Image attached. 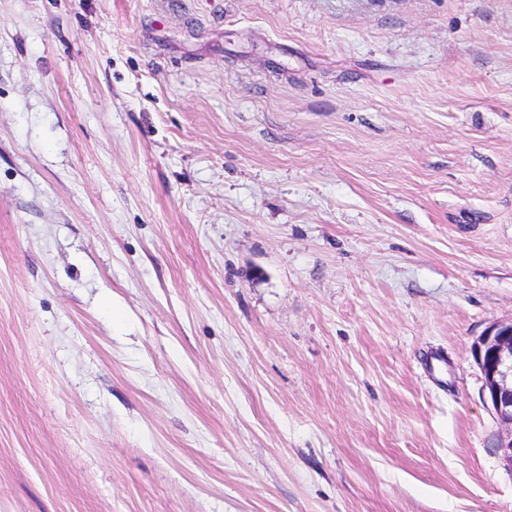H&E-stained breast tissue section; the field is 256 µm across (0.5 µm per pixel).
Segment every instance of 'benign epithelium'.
<instances>
[{
	"label": "benign epithelium",
	"mask_w": 512,
	"mask_h": 512,
	"mask_svg": "<svg viewBox=\"0 0 512 512\" xmlns=\"http://www.w3.org/2000/svg\"><path fill=\"white\" fill-rule=\"evenodd\" d=\"M470 354L483 376L484 401L506 430L498 447L512 471V322L489 326L471 345Z\"/></svg>",
	"instance_id": "7a95c632"
}]
</instances>
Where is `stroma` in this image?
<instances>
[{
	"label": "stroma",
	"mask_w": 512,
	"mask_h": 512,
	"mask_svg": "<svg viewBox=\"0 0 512 512\" xmlns=\"http://www.w3.org/2000/svg\"><path fill=\"white\" fill-rule=\"evenodd\" d=\"M512 0H0V512H512ZM470 354L483 376L484 401L506 430L498 448L512 471V322L489 326L471 345Z\"/></svg>",
	"instance_id": "stroma-1"
}]
</instances>
